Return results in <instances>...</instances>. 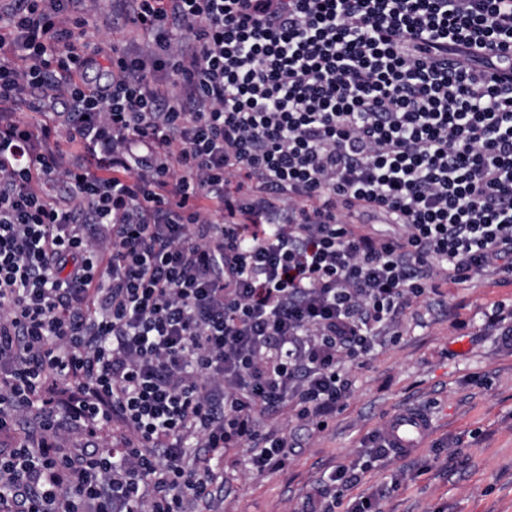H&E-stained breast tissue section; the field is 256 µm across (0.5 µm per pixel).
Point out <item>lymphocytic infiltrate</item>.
I'll list each match as a JSON object with an SVG mask.
<instances>
[{
  "label": "lymphocytic infiltrate",
  "mask_w": 512,
  "mask_h": 512,
  "mask_svg": "<svg viewBox=\"0 0 512 512\" xmlns=\"http://www.w3.org/2000/svg\"><path fill=\"white\" fill-rule=\"evenodd\" d=\"M85 3L0 6V512H186L406 309L512 276V0H132L122 46Z\"/></svg>",
  "instance_id": "f902f5d3"
}]
</instances>
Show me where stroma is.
Returning <instances> with one entry per match:
<instances>
[{"label":"stroma","mask_w":512,"mask_h":512,"mask_svg":"<svg viewBox=\"0 0 512 512\" xmlns=\"http://www.w3.org/2000/svg\"><path fill=\"white\" fill-rule=\"evenodd\" d=\"M86 18L111 42L131 37L114 0H90ZM499 308L512 311V282L475 278L407 310L401 335L350 366L351 396L328 429L278 418L287 467L256 474L247 449H230L196 512H301L339 465L360 478L346 499L384 491L382 512H512V345L486 325ZM407 408L428 415V439L407 456H377L371 436Z\"/></svg>","instance_id":"obj_1"}]
</instances>
